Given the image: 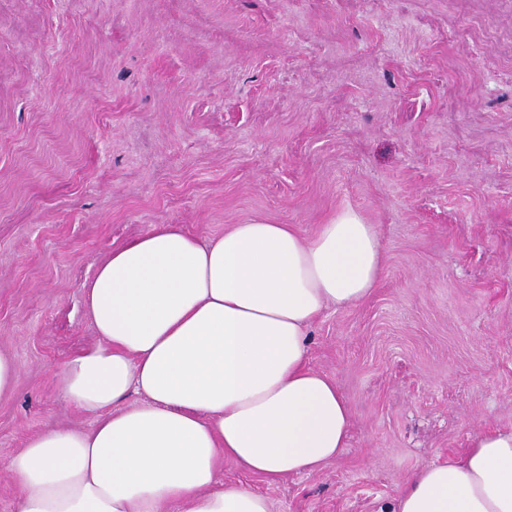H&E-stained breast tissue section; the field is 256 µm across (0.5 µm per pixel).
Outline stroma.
<instances>
[{
	"mask_svg": "<svg viewBox=\"0 0 512 512\" xmlns=\"http://www.w3.org/2000/svg\"><path fill=\"white\" fill-rule=\"evenodd\" d=\"M378 225L383 279L311 325L347 448L272 512H380L512 427V0H0V459L49 426L92 344L81 289L157 224ZM20 371L14 358L0 350V398L10 395L16 388Z\"/></svg>",
	"mask_w": 512,
	"mask_h": 512,
	"instance_id": "stroma-1",
	"label": "stroma"
}]
</instances>
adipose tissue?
I'll return each instance as SVG.
<instances>
[{
	"mask_svg": "<svg viewBox=\"0 0 512 512\" xmlns=\"http://www.w3.org/2000/svg\"><path fill=\"white\" fill-rule=\"evenodd\" d=\"M382 275L379 230L351 207L309 238L294 224L210 238L160 224L113 246L83 284L96 340L59 379L94 423L0 461L17 512H270L221 480L224 462L273 483L346 447L350 408L311 365L307 330ZM388 512H512V428L416 470Z\"/></svg>",
	"mask_w": 512,
	"mask_h": 512,
	"instance_id": "obj_1",
	"label": "adipose tissue"
}]
</instances>
